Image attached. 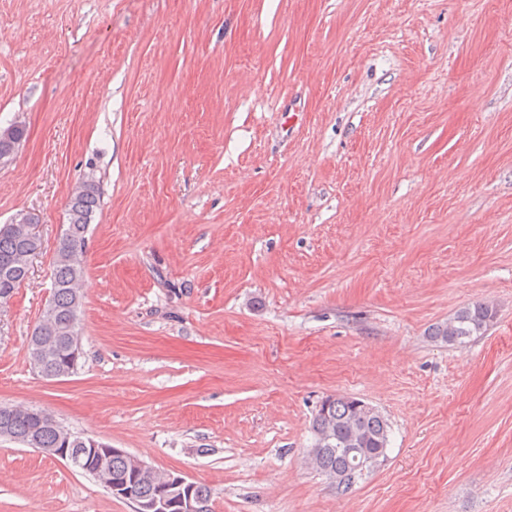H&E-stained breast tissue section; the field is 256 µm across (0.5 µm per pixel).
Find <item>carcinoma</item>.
Masks as SVG:
<instances>
[{
    "label": "carcinoma",
    "instance_id": "carcinoma-1",
    "mask_svg": "<svg viewBox=\"0 0 512 512\" xmlns=\"http://www.w3.org/2000/svg\"><path fill=\"white\" fill-rule=\"evenodd\" d=\"M9 137L0 135V157L11 156L21 143L25 129L9 127ZM100 181L94 174L85 179V188L67 200L68 236L59 242L54 262L53 306L44 311L39 324L44 338L28 340L27 351L32 369L44 379L69 365L70 350L77 336L82 305L75 304L77 285L84 273L85 239L89 226L100 206ZM32 249L21 232L11 224L0 225V259L8 257L13 265L0 272V302L8 301L25 281L29 265L26 252ZM496 309L488 303L477 302L459 309L448 321L430 330L434 340L450 346L462 345L474 336L484 334L496 319ZM329 408L315 413L310 429L312 448L308 449L309 467L330 480L336 492L346 494L361 479L353 474L350 448H360L366 458L386 455L390 426L379 412H361L354 408L350 397L327 396ZM48 411L39 407L0 406V438L25 444L35 442L34 448L46 452L49 448H80L85 437L47 418ZM104 488L126 479L133 490L142 496L153 495L166 481L168 473L144 459L133 455L96 460L81 468Z\"/></svg>",
    "mask_w": 512,
    "mask_h": 512
}]
</instances>
